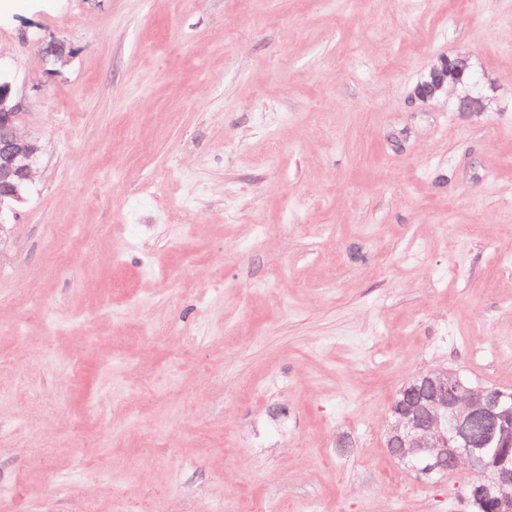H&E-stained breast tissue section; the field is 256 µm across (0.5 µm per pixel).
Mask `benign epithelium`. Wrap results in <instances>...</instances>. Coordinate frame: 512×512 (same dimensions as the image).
Instances as JSON below:
<instances>
[{"label":"benign epithelium","mask_w":512,"mask_h":512,"mask_svg":"<svg viewBox=\"0 0 512 512\" xmlns=\"http://www.w3.org/2000/svg\"><path fill=\"white\" fill-rule=\"evenodd\" d=\"M49 65H63L71 55L66 43L43 47ZM470 67L469 58L439 57L414 85L411 96L434 100L457 87ZM488 99L479 93L458 98L457 111L484 112ZM21 102L8 81L0 80V223H7L14 205L34 180L39 140L25 134L18 122ZM505 394L484 388L463 390L448 373H422L406 384L393 403L394 420L386 447L418 474L451 476L467 468L488 478L474 486L469 500L483 512H512V502L491 494V488L512 485V464L499 460L494 442H512V406Z\"/></svg>","instance_id":"benign-epithelium-1"}]
</instances>
